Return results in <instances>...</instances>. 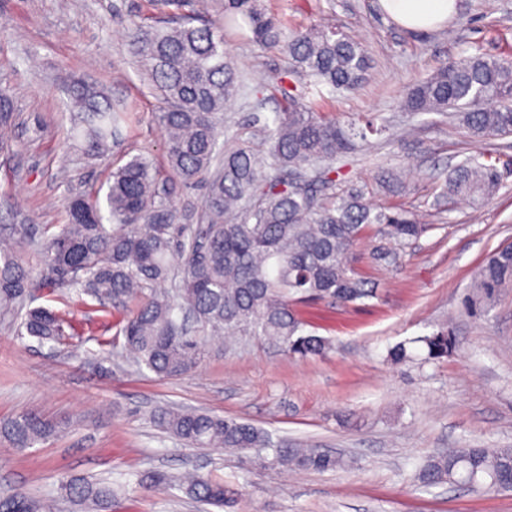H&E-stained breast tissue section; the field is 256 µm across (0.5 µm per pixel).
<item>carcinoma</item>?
Listing matches in <instances>:
<instances>
[{
    "instance_id": "carcinoma-1",
    "label": "carcinoma",
    "mask_w": 512,
    "mask_h": 512,
    "mask_svg": "<svg viewBox=\"0 0 512 512\" xmlns=\"http://www.w3.org/2000/svg\"><path fill=\"white\" fill-rule=\"evenodd\" d=\"M222 8V21L130 32L142 73L163 97L158 121L173 187L205 180L196 222H177L166 198L170 190L159 188L150 161L135 155L112 173L104 197L67 198L69 223L49 235L39 278L20 259L23 229L0 238L1 310H14L36 286L89 296L109 316L122 308L121 353L162 378L195 368L210 337L219 334L230 341L260 336L300 359L325 353L329 340L306 330L297 304L311 299L352 305L373 297L349 260L366 229L376 228L384 240L377 256L390 262L428 229L410 210L370 204L365 184L336 189L334 162L367 141V133L380 132L371 121L328 120L282 86L286 105L264 125L263 150L246 142L230 150L219 145L224 105L246 93L224 47L225 23L245 21L262 47L288 57L292 71L336 93L360 89L370 69L365 46L328 22L285 40L260 0H222ZM71 100L81 149L89 157L102 154L116 137L120 113L92 86L71 90ZM401 104L413 115L448 113L477 139L512 135V59L479 52L451 59L409 88ZM501 178L497 166L468 158L448 174L440 196L481 205L499 190ZM511 282L507 245L479 270L462 300L464 313L480 316L479 297ZM70 328L58 313L37 307L25 313L19 331L64 345ZM420 342L428 358H446L457 347L455 328L441 326ZM156 420L195 448L271 450L261 464L318 471L346 465L318 448L288 447L252 424L203 411L165 409ZM59 431V423L33 413L0 423V439L21 450ZM420 479L426 486L448 481L512 491V448H450L429 457ZM140 483L176 488L221 508L239 498L236 487L199 473H152ZM61 490L92 512L112 506V488L102 483L67 480ZM0 512L53 508L51 500L13 488L0 490Z\"/></svg>"
}]
</instances>
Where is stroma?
<instances>
[{"mask_svg": "<svg viewBox=\"0 0 512 512\" xmlns=\"http://www.w3.org/2000/svg\"><path fill=\"white\" fill-rule=\"evenodd\" d=\"M262 5L286 30L326 19L366 45L371 69L363 88L339 95L290 73L286 57L258 47L245 22L224 28L232 60L251 86L302 90L330 119L389 118V133L339 168L349 184L394 172L400 185L380 189L374 203L414 211L428 232L395 265L376 259V235L362 238L352 263L375 297L351 306L301 305L310 330L332 344L325 356L302 360L260 337L230 349L215 339L204 360L177 379L158 378L101 346L119 325L96 301L31 289L25 307L66 312L78 334L63 347L42 344L18 336L22 309L0 312V419L36 411L65 427L23 451L0 441V488L55 498L56 512H84L61 497L59 486L85 478L111 485L112 512H208L181 491L160 496L138 483L147 473L194 469L237 485L235 512H512V491L424 488L416 478L421 461L439 450L512 447V285L494 295L485 317L460 308L484 261L512 243V135L478 141L447 116L411 118L400 108L403 91L448 59L476 51L512 57V0H456L448 23L429 32L398 26L378 0ZM216 15L202 0H0V88L13 112L0 131V231L27 227L20 254L31 272L43 265L51 226L68 221L69 194L106 189L133 155L147 157L159 181L170 176L157 121L161 94L136 62L128 28ZM76 83L95 87L128 115L111 148L96 158L84 155L74 137L67 90ZM277 109L272 99L230 101L223 141L261 145L262 122ZM471 155L502 172L499 191L478 208L439 198L449 168ZM449 321L456 352L426 360L420 337ZM401 343L409 357L396 363L388 353ZM167 407L247 421L348 464L291 475L220 448H192L157 425L155 412Z\"/></svg>", "mask_w": 512, "mask_h": 512, "instance_id": "1", "label": "stroma"}]
</instances>
